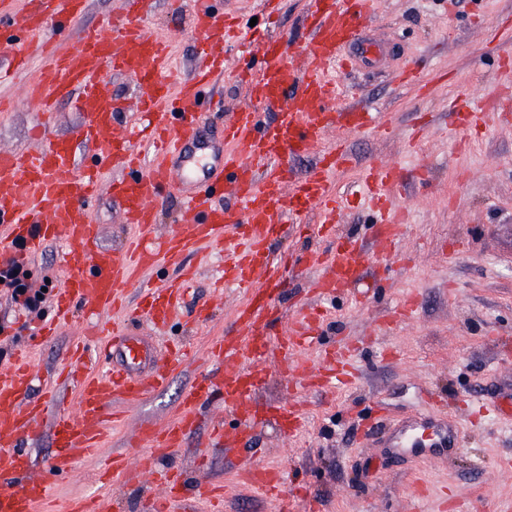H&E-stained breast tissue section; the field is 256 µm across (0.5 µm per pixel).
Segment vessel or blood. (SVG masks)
<instances>
[{"instance_id":"obj_1","label":"vessel or blood","mask_w":512,"mask_h":512,"mask_svg":"<svg viewBox=\"0 0 512 512\" xmlns=\"http://www.w3.org/2000/svg\"><path fill=\"white\" fill-rule=\"evenodd\" d=\"M16 1L0 0V17L12 23L4 36L12 51L10 69L26 67L31 47L44 49L39 74L26 95L47 113L60 102H71L82 116L76 138L90 143L93 152L91 164L77 177L70 140L46 139L34 153L0 147V226L8 238L22 244L24 253H37L49 242L66 248L68 276L57 293L58 318H67L75 302L94 314L109 310L139 271L162 261L181 265L185 254L219 244L224 247L225 283L248 290L234 332L210 345L215 371L201 375L185 391L173 419L159 428L139 429L136 465H129L124 455L112 459L113 472L125 479L153 476L159 491L148 501L149 512H176L184 489L182 476L157 468L155 462L182 447L187 433L198 426L199 410L212 400H222L236 422L232 428L220 420L212 424L213 447L243 444L251 430L271 418L284 425L286 435L299 432L303 412L296 402L263 405L254 398L265 379L269 348H276L284 359L288 385L325 391L355 377L350 345L324 346L317 314L301 311L288 328L272 330L273 302L285 282L269 245L296 232L321 236L326 249L309 256L307 263L324 268L315 292L329 298L347 292L366 265L388 266L397 254L405 213L388 202V191L399 180L396 167L374 164L363 173L377 215L370 226L376 241L373 250L337 235V200L331 191L332 174L350 161L335 133L386 131L377 113L335 109L340 89L328 72L330 65L345 60L348 49L364 58L381 54L380 42L358 39L376 0H309L303 13L307 38L297 53L284 38L260 36L236 13L218 15L217 0H194L191 23L200 37L203 64L194 80L178 87L163 75L168 40L150 34L140 23L149 0H123L121 11L112 18L111 37L84 29L76 46L62 54L46 52L51 41L47 28L61 30L81 20L87 0H20V10ZM227 71L243 83L252 105L225 125L224 157L216 173L200 169L192 156L190 147L198 135L188 117L211 78ZM111 72L134 77L144 90L136 116L146 122L158 149L148 176L140 174L133 132L114 127V116L123 105L109 90ZM261 106L274 109L272 124H261ZM300 152L320 156L302 176L289 165ZM161 187L183 190V224L155 247L131 252L99 247L90 203L100 191L121 201L124 223L145 240L156 227L150 199ZM218 192L230 195L232 205L215 207L212 200ZM313 211L318 220L312 224L308 216ZM185 293L181 282L148 289L138 313L153 324L165 323ZM108 345L118 359L102 374L88 372L86 350H75L71 356L78 405L74 414L59 408V392L51 383L44 384L42 401L31 400L37 377L25 357L0 371V512H39L51 494L48 474L68 471L73 459L95 447L112 405L136 407L164 390L183 364L179 356H155L127 327L113 329ZM311 347L319 350L313 365L303 356ZM466 404L476 416L512 421L511 401L490 402L472 395ZM46 433L56 452L41 475L35 473L25 444ZM463 438L458 418L447 414L388 423L383 442L396 454L421 460L434 454L454 457ZM237 475L245 487L276 498L279 512H288V492L276 467L244 460Z\"/></svg>"}]
</instances>
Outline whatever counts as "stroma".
<instances>
[{
  "mask_svg": "<svg viewBox=\"0 0 512 512\" xmlns=\"http://www.w3.org/2000/svg\"><path fill=\"white\" fill-rule=\"evenodd\" d=\"M193 0H151L142 25L170 42L169 69L190 77L198 62V39L189 28ZM512 18V0H377L374 14L360 28L361 37H377L386 48L379 59L358 60L336 74L346 91L342 107L354 96L382 112L389 135H348L351 166L340 170L332 185L346 195L347 207L338 229L343 236L367 238L374 223L361 194L360 175L383 161L398 165L404 175L391 193L393 207L405 208L410 221L397 247L400 263L390 269L369 268L364 277L380 281L383 292L365 307L347 298L325 301L329 313L325 342L339 338L370 339L357 355L360 376L332 395L301 393L305 419L294 440L276 424L253 429L246 445L227 453L211 447L209 423L232 422L221 401L201 411L199 427L189 434L172 458L190 483L212 481L226 491L224 512H276L275 501L234 485L233 469L248 458L279 467L288 479L291 512H431L443 488L457 490L466 512H496L512 498V472L500 471V458L512 456V426L489 418L465 437L454 461L430 457L407 463L363 445L355 434L354 416L374 400H382L387 418L399 420L420 412L433 413L424 397L435 390L456 411L460 398L471 393L492 397L512 388V349L500 347L512 337V71L501 58L512 57V29L501 33L495 50L484 48L483 25ZM413 67L416 78L399 80ZM474 107L496 101L477 130L462 128L459 91ZM15 106L0 112V146L19 149L37 145L39 129L68 135L81 121L72 104H59L45 115L23 98L19 82L0 81V98ZM244 88L217 78L205 90L194 123L210 141L224 138L231 112L248 105ZM101 227L100 244L124 243L127 231L121 206L103 193L90 205ZM461 245L454 258L443 259L451 245ZM197 269L194 285L178 313L161 329L147 321L136 325L165 352L183 343L187 359L169 386L148 397L128 414L125 425L109 429L96 455L74 461L69 472L50 475L57 506L95 499L104 506L124 504V512H144L155 487L149 481L127 485L105 483L103 474L113 454L130 450L139 427L160 426L172 418L185 389L211 371L208 347L229 333L244 292L215 296L211 283L224 267V251L187 254ZM33 288L44 289L45 318L54 314L53 301L67 275L62 246L46 244L29 256ZM287 287L275 300L276 325L287 324L302 305L314 303V274L303 265L284 269ZM421 298L412 320L388 324L391 309L408 294ZM83 324L82 315L60 329L52 342L38 335L30 321L11 305L0 287V369H7L18 349L30 351L34 370L46 375L62 365Z\"/></svg>",
  "mask_w": 512,
  "mask_h": 512,
  "instance_id": "35a3bbf8",
  "label": "stroma"
}]
</instances>
